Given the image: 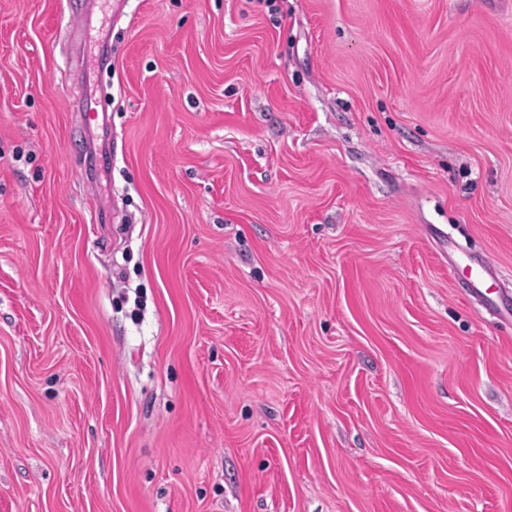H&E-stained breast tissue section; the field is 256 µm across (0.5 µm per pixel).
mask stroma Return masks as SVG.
<instances>
[{
    "label": "stroma",
    "instance_id": "35a3bbf8",
    "mask_svg": "<svg viewBox=\"0 0 512 512\" xmlns=\"http://www.w3.org/2000/svg\"><path fill=\"white\" fill-rule=\"evenodd\" d=\"M0 0V512H512V0ZM465 267L468 269L469 274L466 278L467 288L469 294L476 300L485 303L487 307L502 310L506 312L510 308V297L504 295H496L492 297L493 292L490 291L491 286L489 280L491 273L489 269L479 261L466 256Z\"/></svg>",
    "mask_w": 512,
    "mask_h": 512
}]
</instances>
